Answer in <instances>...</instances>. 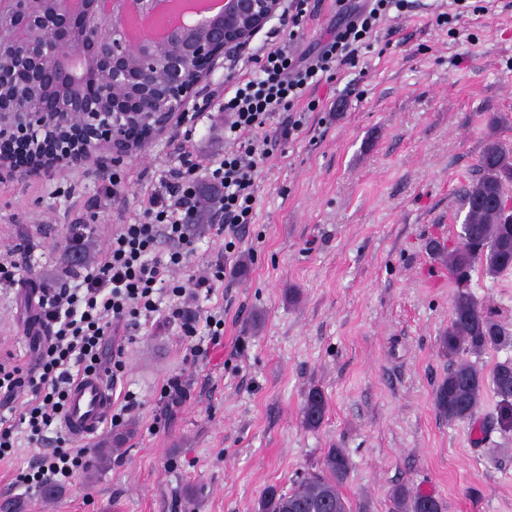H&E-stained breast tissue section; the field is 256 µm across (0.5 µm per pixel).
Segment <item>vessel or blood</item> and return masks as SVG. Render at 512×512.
I'll return each mask as SVG.
<instances>
[{
  "label": "vessel or blood",
  "mask_w": 512,
  "mask_h": 512,
  "mask_svg": "<svg viewBox=\"0 0 512 512\" xmlns=\"http://www.w3.org/2000/svg\"><path fill=\"white\" fill-rule=\"evenodd\" d=\"M112 411V388L105 374L80 376L72 385L61 429L70 439L89 442L103 429Z\"/></svg>",
  "instance_id": "b4317fda"
}]
</instances>
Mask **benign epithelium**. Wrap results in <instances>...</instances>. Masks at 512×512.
<instances>
[{"label": "benign epithelium", "mask_w": 512, "mask_h": 512, "mask_svg": "<svg viewBox=\"0 0 512 512\" xmlns=\"http://www.w3.org/2000/svg\"><path fill=\"white\" fill-rule=\"evenodd\" d=\"M159 2L0 0V65L32 88H0V177L115 164L145 151L185 120L224 59L287 15L285 0H224L218 16L130 41L125 17Z\"/></svg>", "instance_id": "1"}]
</instances>
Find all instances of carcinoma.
Segmentation results:
<instances>
[{"instance_id": "obj_1", "label": "carcinoma", "mask_w": 512, "mask_h": 512, "mask_svg": "<svg viewBox=\"0 0 512 512\" xmlns=\"http://www.w3.org/2000/svg\"><path fill=\"white\" fill-rule=\"evenodd\" d=\"M512 147L491 141L478 161L477 177L462 192L466 211L461 234L468 243L444 255L456 284L448 328L439 336L440 354L448 358V374L433 395L434 408L448 422L473 419L484 394L492 391L505 406H512V359L498 363L485 375L476 358L489 349L512 348V330L487 312L469 291L475 266L496 277L512 269ZM327 403L321 390L305 396L302 418L306 426L319 427ZM350 459L341 448L328 449L321 469L311 471L286 490L269 488L255 512H352L342 489L350 472ZM391 512H445L433 495L399 486L389 493Z\"/></svg>"}]
</instances>
